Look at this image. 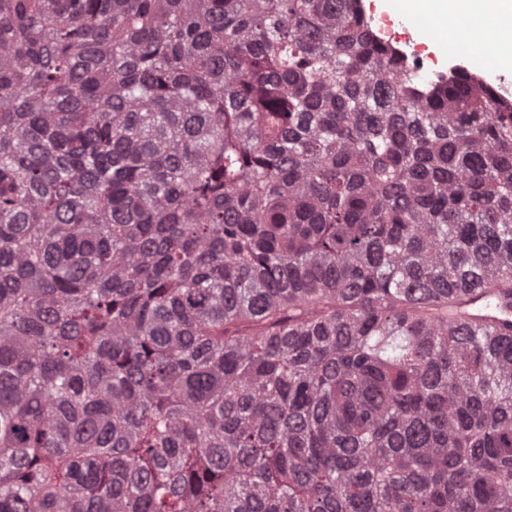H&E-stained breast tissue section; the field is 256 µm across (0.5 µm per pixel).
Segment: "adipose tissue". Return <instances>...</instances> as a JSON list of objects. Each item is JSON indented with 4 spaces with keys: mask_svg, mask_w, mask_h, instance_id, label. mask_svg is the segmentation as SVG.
<instances>
[{
    "mask_svg": "<svg viewBox=\"0 0 512 512\" xmlns=\"http://www.w3.org/2000/svg\"><path fill=\"white\" fill-rule=\"evenodd\" d=\"M377 10L416 19L437 15L448 23V50L465 54L485 67L500 63L499 51L512 45V0H483L473 11L470 0H374Z\"/></svg>",
    "mask_w": 512,
    "mask_h": 512,
    "instance_id": "1",
    "label": "adipose tissue"
}]
</instances>
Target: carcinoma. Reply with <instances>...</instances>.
I'll list each match as a JSON object with an SVG mask.
<instances>
[{
	"mask_svg": "<svg viewBox=\"0 0 512 512\" xmlns=\"http://www.w3.org/2000/svg\"><path fill=\"white\" fill-rule=\"evenodd\" d=\"M355 0H0V512H512V107ZM359 5L375 39L392 46L406 63L410 62V69L419 81H446L461 69V60L449 58L448 61H439L426 54L414 43L406 29L403 33L394 31L393 23L367 10L363 1H359Z\"/></svg>",
	"mask_w": 512,
	"mask_h": 512,
	"instance_id": "1",
	"label": "carcinoma"
}]
</instances>
